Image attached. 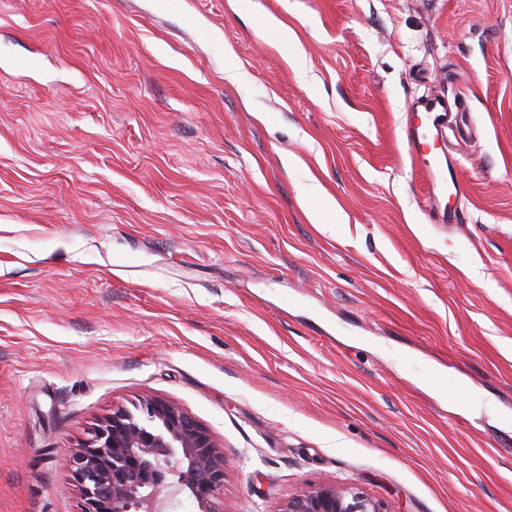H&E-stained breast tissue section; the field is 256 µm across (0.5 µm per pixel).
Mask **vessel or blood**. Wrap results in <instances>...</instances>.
Segmentation results:
<instances>
[{"instance_id": "vessel-or-blood-1", "label": "vessel or blood", "mask_w": 512, "mask_h": 512, "mask_svg": "<svg viewBox=\"0 0 512 512\" xmlns=\"http://www.w3.org/2000/svg\"><path fill=\"white\" fill-rule=\"evenodd\" d=\"M464 109V98L428 95L411 104L405 127L408 152L422 164L431 189L430 210L434 221L446 227L462 221L461 211L449 208L446 198L459 184L455 174L458 160L448 140L453 137L458 144L466 146L474 141L471 127L455 123L457 113Z\"/></svg>"}]
</instances>
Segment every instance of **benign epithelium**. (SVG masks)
Wrapping results in <instances>:
<instances>
[{
    "instance_id": "7a95c632",
    "label": "benign epithelium",
    "mask_w": 512,
    "mask_h": 512,
    "mask_svg": "<svg viewBox=\"0 0 512 512\" xmlns=\"http://www.w3.org/2000/svg\"><path fill=\"white\" fill-rule=\"evenodd\" d=\"M146 417L124 409L105 417L65 467L77 484L81 512H165L168 499L187 489L200 512H225L226 460L208 430L179 406L152 399ZM282 512H389L387 505L344 483L288 497Z\"/></svg>"
}]
</instances>
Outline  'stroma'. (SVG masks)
I'll return each instance as SVG.
<instances>
[{"label":"stroma","mask_w":512,"mask_h":512,"mask_svg":"<svg viewBox=\"0 0 512 512\" xmlns=\"http://www.w3.org/2000/svg\"><path fill=\"white\" fill-rule=\"evenodd\" d=\"M249 2L0 0V512H81L64 456L155 398L229 512H512V0ZM427 93L478 136L450 229L402 137ZM308 182L302 183L300 186V195L306 201L312 199H321V207L314 209L310 212V219L314 224H330L332 220L336 219L335 204L321 196V191L318 183L314 178H308ZM283 512H389L387 505L344 483L310 488L289 496Z\"/></svg>","instance_id":"stroma-1"}]
</instances>
